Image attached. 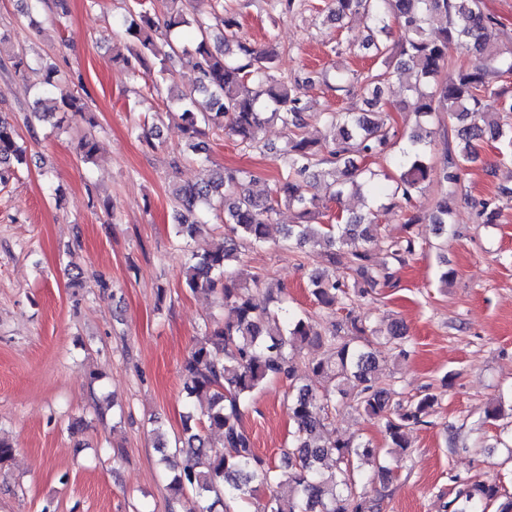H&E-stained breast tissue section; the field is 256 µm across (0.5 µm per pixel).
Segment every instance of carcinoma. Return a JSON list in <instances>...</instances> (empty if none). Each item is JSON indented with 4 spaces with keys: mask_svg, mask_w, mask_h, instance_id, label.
I'll list each match as a JSON object with an SVG mask.
<instances>
[{
    "mask_svg": "<svg viewBox=\"0 0 512 512\" xmlns=\"http://www.w3.org/2000/svg\"><path fill=\"white\" fill-rule=\"evenodd\" d=\"M172 7L164 26L168 31L193 33V67L197 73L195 90L209 97L206 110L196 109L192 94L179 96L187 148L198 151L204 130L223 132L251 146L259 142L265 125L278 122L287 133L285 175L271 193L254 194L244 184L245 175L232 169H216L211 177L194 185L173 189L178 201L174 213L175 236L195 239L202 232L201 213L219 201L223 208L226 234L219 247L203 246L191 253L186 284L193 291H220L224 322L196 341L183 365L186 400L208 401V429L218 433L220 445L206 441L200 432L185 426L169 451L161 421H153L160 463L170 473L171 499L179 503L192 495L191 512H233L249 505L254 512H376L378 504L359 487L355 471L362 464L373 466L372 479L388 481L389 468L381 449L355 442L337 433L319 443L330 406L336 397H353L355 408L377 420L386 446L404 452L409 448L408 432L427 424L438 404V397L426 393L403 401L396 392L379 384L375 372L380 367L379 352L373 340L398 343L406 335L403 323L394 320L385 328L367 317L347 312L324 334L309 317L295 315L279 325L282 311L280 294L267 290L256 294L261 285L257 275L251 281L231 269L238 260L239 247H262L269 243L268 224L277 207L284 204L296 210L299 224L285 229L284 241L318 248L337 269L353 274L328 278L311 276V295L326 309L336 306L341 296L358 287L359 280L390 283L395 266L406 264L416 252L415 240L408 236L384 240L372 213L354 214L334 224L316 223L323 216L321 195L340 200L351 192L360 193L374 173L357 166L355 158L368 157L386 148L396 131L374 119L380 96L364 100L368 109L328 112L325 124L334 132L332 146L300 136L307 123L302 89L308 80L277 78L271 71L276 54L240 40L236 16L224 10L223 0H206L209 10L195 11L192 0H170ZM61 17L68 13V0H25L24 15L29 21L41 14L42 5ZM336 19L359 17L369 25L364 48L382 59L385 71L371 76L379 83L388 68L397 65L407 71L408 96L404 107L416 114L419 131L396 157L399 169L391 198L409 201L426 189L433 175L427 147L431 142L430 121L438 112H449L460 122L457 138L456 170L446 179L455 181L468 164L477 160L476 146L484 141L506 139L512 131L488 118L482 101L487 95H503L496 76L512 72V55L505 57L485 41L487 20L479 0H336L331 11ZM442 24L431 32L434 21ZM400 29L392 46L379 40L389 23ZM130 56L117 53L114 61L147 78L166 71L177 48L169 40L158 43V23L140 9L128 11L121 21ZM460 50L477 57L468 69L442 75L448 65V52ZM38 91L50 98L53 108L95 126L86 97L62 86L54 62L46 58L38 64ZM361 83L355 73L336 76V88L353 95ZM27 163V150L19 141L14 124L0 117V185L15 175L16 167ZM448 201H440L429 214L431 223L444 230L448 224ZM386 251L388 261L372 267V248ZM306 344L327 345L328 353L312 361L311 371L329 385L320 389L300 383L293 357ZM271 379L288 386V416L293 421L292 444L282 449L280 464L260 457L243 427L245 404L255 391ZM332 461L327 466L326 461ZM288 481V494H272L262 501L261 487ZM453 512H486L497 505L498 512H512V494L496 483L475 481L463 486L454 500Z\"/></svg>",
    "mask_w": 512,
    "mask_h": 512,
    "instance_id": "obj_1",
    "label": "carcinoma"
}]
</instances>
